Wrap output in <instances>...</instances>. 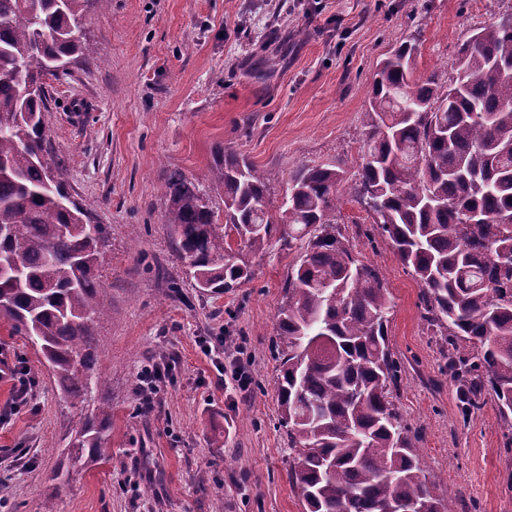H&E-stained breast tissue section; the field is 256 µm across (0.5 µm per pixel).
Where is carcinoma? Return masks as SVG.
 <instances>
[{"instance_id":"obj_1","label":"carcinoma","mask_w":512,"mask_h":512,"mask_svg":"<svg viewBox=\"0 0 512 512\" xmlns=\"http://www.w3.org/2000/svg\"><path fill=\"white\" fill-rule=\"evenodd\" d=\"M109 0H0V319L24 334L68 397L104 387L94 373L97 274L104 228L68 197L47 151L44 78L81 54L87 9ZM416 47L386 58L366 110L367 139L349 193L420 284L419 307L467 411L496 397L512 446V13L457 50L456 78H417ZM203 187L165 176L164 223L196 287L229 291L250 271L228 243L254 253L300 244L278 315V406L306 512H453L429 480L418 435L394 402L400 365L388 342L392 302L377 267L336 222L338 166L292 170L273 206L264 174L232 150ZM224 203L219 223L212 197ZM112 408L85 416L70 447L110 457Z\"/></svg>"}]
</instances>
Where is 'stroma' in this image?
Instances as JSON below:
<instances>
[{
  "label": "stroma",
  "instance_id": "1",
  "mask_svg": "<svg viewBox=\"0 0 512 512\" xmlns=\"http://www.w3.org/2000/svg\"><path fill=\"white\" fill-rule=\"evenodd\" d=\"M512 12V0H110L77 32L80 58L47 77L46 159L72 200L103 225L107 312L93 326L103 390L63 398L42 355L0 321V355L26 368V398L0 382V512H304L277 407L272 349L283 283L299 257L271 243L230 244L252 273L201 291L163 222L167 170L207 183L228 147L265 175L273 199L299 165L357 178L365 110L382 59L417 46L418 75L448 79L458 46ZM336 220L376 265L392 300L388 339L400 364L394 402L418 431L425 474L454 512H512V450L493 394L462 414L456 383L418 308L419 284L341 194ZM203 336L224 342L205 349ZM253 377L233 378L235 359ZM168 366L162 400L141 409L140 375ZM112 407L110 457L72 458L83 414Z\"/></svg>",
  "mask_w": 512,
  "mask_h": 512
}]
</instances>
